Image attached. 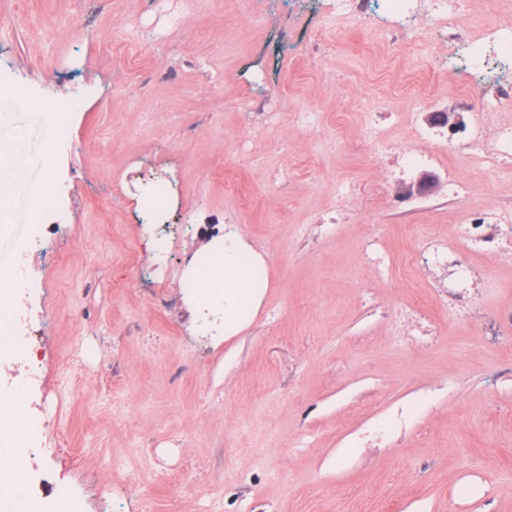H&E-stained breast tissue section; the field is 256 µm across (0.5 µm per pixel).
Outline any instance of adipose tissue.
Masks as SVG:
<instances>
[{
  "mask_svg": "<svg viewBox=\"0 0 512 512\" xmlns=\"http://www.w3.org/2000/svg\"><path fill=\"white\" fill-rule=\"evenodd\" d=\"M22 194L28 201L27 219H37L39 205L48 190L47 183L27 178V159L14 144L0 146V188ZM210 265L191 273L190 286L200 311L216 315L209 331L222 339L234 335L256 311L268 286L263 259L239 238L217 247ZM8 440L11 450L26 456L28 434L24 410L16 395L0 390V440Z\"/></svg>",
  "mask_w": 512,
  "mask_h": 512,
  "instance_id": "adipose-tissue-1",
  "label": "adipose tissue"
}]
</instances>
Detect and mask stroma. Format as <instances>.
Instances as JSON below:
<instances>
[{
	"label": "stroma",
	"mask_w": 512,
	"mask_h": 512,
	"mask_svg": "<svg viewBox=\"0 0 512 512\" xmlns=\"http://www.w3.org/2000/svg\"><path fill=\"white\" fill-rule=\"evenodd\" d=\"M395 25L387 0L340 25L318 0H0V91L76 102L53 141L35 113L0 118L54 196L0 265L22 277L37 361L0 387L24 386L41 421L38 512L62 487L78 512H512V256L462 239L468 212H512V159L437 140L435 164L402 178L362 152L384 106L396 147L438 112L471 125L486 100L512 125V79L472 77L430 24L391 55ZM300 108L315 131L294 128ZM451 176L468 194L449 196ZM228 228L268 289L220 342L184 280ZM427 237L472 269L464 297L433 292L426 268L412 288L372 270L368 240L398 255ZM413 302L435 340L389 318Z\"/></svg>",
	"instance_id": "obj_1"
}]
</instances>
